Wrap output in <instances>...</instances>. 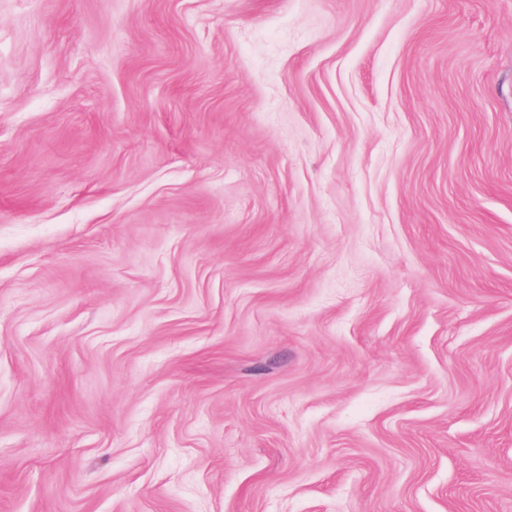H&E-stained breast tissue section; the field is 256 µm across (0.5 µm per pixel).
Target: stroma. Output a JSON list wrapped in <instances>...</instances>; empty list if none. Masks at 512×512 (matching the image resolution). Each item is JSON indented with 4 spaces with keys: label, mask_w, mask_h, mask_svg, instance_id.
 <instances>
[{
    "label": "stroma",
    "mask_w": 512,
    "mask_h": 512,
    "mask_svg": "<svg viewBox=\"0 0 512 512\" xmlns=\"http://www.w3.org/2000/svg\"><path fill=\"white\" fill-rule=\"evenodd\" d=\"M0 512H512V0H0Z\"/></svg>",
    "instance_id": "stroma-1"
}]
</instances>
